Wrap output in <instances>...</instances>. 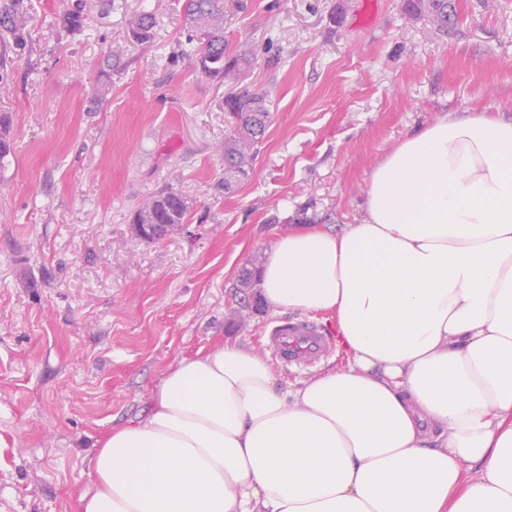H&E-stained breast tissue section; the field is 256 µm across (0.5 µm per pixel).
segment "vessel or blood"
<instances>
[{"label":"vessel or blood","instance_id":"obj_1","mask_svg":"<svg viewBox=\"0 0 512 512\" xmlns=\"http://www.w3.org/2000/svg\"><path fill=\"white\" fill-rule=\"evenodd\" d=\"M265 347L277 364L306 371L326 361L332 347L317 324L288 319L279 321L268 332Z\"/></svg>","mask_w":512,"mask_h":512}]
</instances>
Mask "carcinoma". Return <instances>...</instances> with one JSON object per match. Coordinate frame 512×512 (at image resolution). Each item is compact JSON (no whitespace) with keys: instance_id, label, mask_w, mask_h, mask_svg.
Returning <instances> with one entry per match:
<instances>
[{"instance_id":"obj_1","label":"carcinoma","mask_w":512,"mask_h":512,"mask_svg":"<svg viewBox=\"0 0 512 512\" xmlns=\"http://www.w3.org/2000/svg\"><path fill=\"white\" fill-rule=\"evenodd\" d=\"M408 14L425 17L433 27L445 33L455 24L452 0H407ZM185 25L191 29L185 56L196 70L219 83H234L249 68L257 55L255 46L243 41L230 48L224 42V10L217 0H183ZM31 18L23 0H0V32L12 36L17 45L26 42ZM153 15L142 12L131 22L129 35L137 41L150 38ZM264 95L247 88L224 100V110L236 118L233 131L219 146L224 161V177L218 188L224 193L250 177L255 155L264 142L271 122L270 109L255 113L252 108ZM191 210L185 195L168 182L149 193L138 205L132 217L134 224H184Z\"/></svg>"}]
</instances>
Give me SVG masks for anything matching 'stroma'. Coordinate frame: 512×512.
<instances>
[{
  "label": "stroma",
  "mask_w": 512,
  "mask_h": 512,
  "mask_svg": "<svg viewBox=\"0 0 512 512\" xmlns=\"http://www.w3.org/2000/svg\"><path fill=\"white\" fill-rule=\"evenodd\" d=\"M222 2L225 41L257 48L244 84L272 112L229 195V89L181 57L182 0H24L29 41L0 34V512H73L98 440L147 415L171 366L220 339L262 352L285 315L238 287L241 270L301 224L359 220L407 132L473 105L512 114V0H454L446 34L403 0ZM142 11L146 43L128 36ZM169 180L193 203L185 228L137 238L134 208Z\"/></svg>",
  "instance_id": "35a3bbf8"
}]
</instances>
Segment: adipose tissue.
<instances>
[{"label":"adipose tissue","mask_w":512,"mask_h":512,"mask_svg":"<svg viewBox=\"0 0 512 512\" xmlns=\"http://www.w3.org/2000/svg\"><path fill=\"white\" fill-rule=\"evenodd\" d=\"M258 279L329 314L349 365L284 386L234 343L179 360L74 512H512V116L407 133L359 223L280 237Z\"/></svg>","instance_id":"ef3b65f1"}]
</instances>
